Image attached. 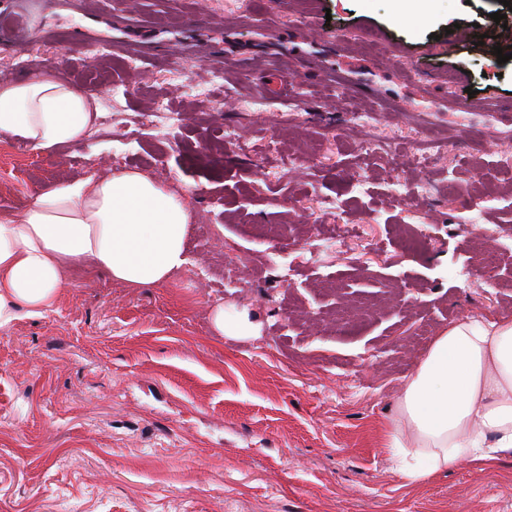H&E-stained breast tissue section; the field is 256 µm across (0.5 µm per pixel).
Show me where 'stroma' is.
<instances>
[{
  "label": "stroma",
  "mask_w": 512,
  "mask_h": 512,
  "mask_svg": "<svg viewBox=\"0 0 512 512\" xmlns=\"http://www.w3.org/2000/svg\"><path fill=\"white\" fill-rule=\"evenodd\" d=\"M23 4L8 0L0 75H23L24 50L54 59L111 98L112 127L53 159L0 136V212L90 159L183 195L193 220L173 279L129 288L82 270L43 316L0 328V512H512V458L413 486L378 441L441 328L512 316V60L497 61L492 18L512 26V11L56 0L33 26ZM105 45L141 55L140 72ZM153 97L183 115L160 137L134 125ZM367 114L381 148L350 134ZM426 126L443 138L422 159ZM219 305L250 334L214 336Z\"/></svg>",
  "instance_id": "35a3bbf8"
}]
</instances>
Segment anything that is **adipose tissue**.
Here are the masks:
<instances>
[{
	"label": "adipose tissue",
	"instance_id": "ef3b65f1",
	"mask_svg": "<svg viewBox=\"0 0 512 512\" xmlns=\"http://www.w3.org/2000/svg\"><path fill=\"white\" fill-rule=\"evenodd\" d=\"M94 98L59 71L0 82V134L49 157L96 130ZM192 214L135 171L58 181L18 212L0 213V327L55 305L79 269L144 288L188 262ZM385 447L407 481L459 463L512 456V317L478 315L440 330L406 379Z\"/></svg>",
	"mask_w": 512,
	"mask_h": 512
}]
</instances>
